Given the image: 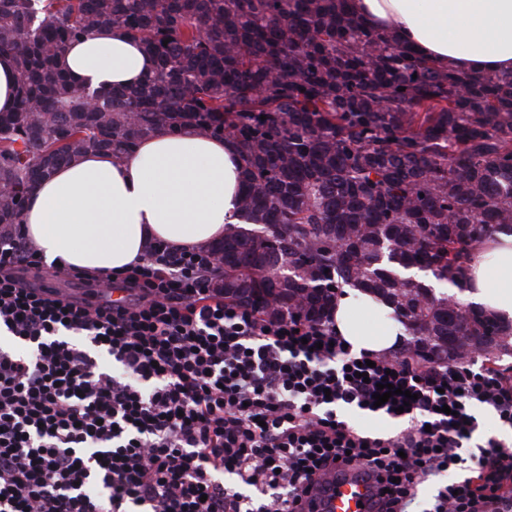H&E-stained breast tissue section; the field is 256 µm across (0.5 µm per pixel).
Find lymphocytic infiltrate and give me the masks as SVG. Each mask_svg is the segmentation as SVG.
Returning <instances> with one entry per match:
<instances>
[{
  "instance_id": "f902f5d3",
  "label": "lymphocytic infiltrate",
  "mask_w": 512,
  "mask_h": 512,
  "mask_svg": "<svg viewBox=\"0 0 512 512\" xmlns=\"http://www.w3.org/2000/svg\"><path fill=\"white\" fill-rule=\"evenodd\" d=\"M217 269L204 248L161 243L119 278L90 277L123 303L69 300L36 285L56 269L22 234L0 236V327L17 341L0 347V512H302L347 468L384 483L374 512H412L423 483L459 470L428 512H512V447L473 444L470 412L512 429L511 374L352 352L333 324L226 301ZM383 381L401 393L378 406ZM341 407L401 427L367 434Z\"/></svg>"
}]
</instances>
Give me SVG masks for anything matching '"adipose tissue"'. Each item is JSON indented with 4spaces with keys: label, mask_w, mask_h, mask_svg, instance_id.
I'll use <instances>...</instances> for the list:
<instances>
[{
    "label": "adipose tissue",
    "mask_w": 512,
    "mask_h": 512,
    "mask_svg": "<svg viewBox=\"0 0 512 512\" xmlns=\"http://www.w3.org/2000/svg\"><path fill=\"white\" fill-rule=\"evenodd\" d=\"M356 14L393 30L425 58L464 72H512V0H353ZM60 68L81 88L131 87L153 58L115 29L69 44ZM242 162L228 138L191 128L143 137L122 160L85 154L30 196L22 233L45 263L104 276L124 272L163 243L192 249L221 240L233 223ZM466 301L512 322V232L498 229L469 253ZM375 294L346 286L331 318L352 351L396 349L407 334Z\"/></svg>",
    "instance_id": "1"
}]
</instances>
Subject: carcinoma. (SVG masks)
<instances>
[{"instance_id": "carcinoma-1", "label": "carcinoma", "mask_w": 512, "mask_h": 512, "mask_svg": "<svg viewBox=\"0 0 512 512\" xmlns=\"http://www.w3.org/2000/svg\"><path fill=\"white\" fill-rule=\"evenodd\" d=\"M103 27L155 59L139 84L86 91L59 67ZM0 52L17 85L0 113L1 234L56 168L191 126L243 161L239 223L208 248L247 307L282 319L304 297L319 324L336 294L310 287L351 283L393 307L424 360L512 351V324L404 276L463 291L468 252L512 229V72L430 63L352 0H0Z\"/></svg>"}]
</instances>
